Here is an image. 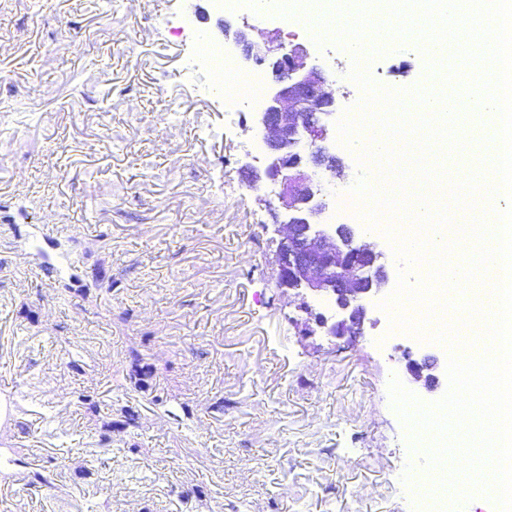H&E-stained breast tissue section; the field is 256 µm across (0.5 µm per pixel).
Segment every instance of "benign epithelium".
I'll list each match as a JSON object with an SVG mask.
<instances>
[{
    "label": "benign epithelium",
    "mask_w": 512,
    "mask_h": 512,
    "mask_svg": "<svg viewBox=\"0 0 512 512\" xmlns=\"http://www.w3.org/2000/svg\"><path fill=\"white\" fill-rule=\"evenodd\" d=\"M255 26L220 22L224 40L239 48L244 61L264 66L273 76L261 111L253 125L264 133L267 154L242 166L249 182L267 180L278 186L277 200L285 220L276 261L283 288L304 298L303 311L318 329L335 339H355L373 323L369 301L391 287L393 272L384 244L368 242L370 230L357 224H321L326 207L324 183L315 168L336 172V156L330 151L336 140L335 101L328 80L300 44L254 40ZM303 143L308 154L296 150ZM330 299L332 307L316 312L305 301ZM409 382L433 392L448 386L447 359L426 350L418 357L404 354Z\"/></svg>",
    "instance_id": "obj_1"
}]
</instances>
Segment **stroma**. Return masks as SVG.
Returning <instances> with one entry per match:
<instances>
[{"label":"stroma","mask_w":512,"mask_h":512,"mask_svg":"<svg viewBox=\"0 0 512 512\" xmlns=\"http://www.w3.org/2000/svg\"><path fill=\"white\" fill-rule=\"evenodd\" d=\"M213 0H0V512H409L386 311L306 335L241 167L251 115L201 97ZM333 82L347 50L289 36ZM374 80L422 84L414 39ZM50 486L28 483L33 472Z\"/></svg>","instance_id":"1"}]
</instances>
